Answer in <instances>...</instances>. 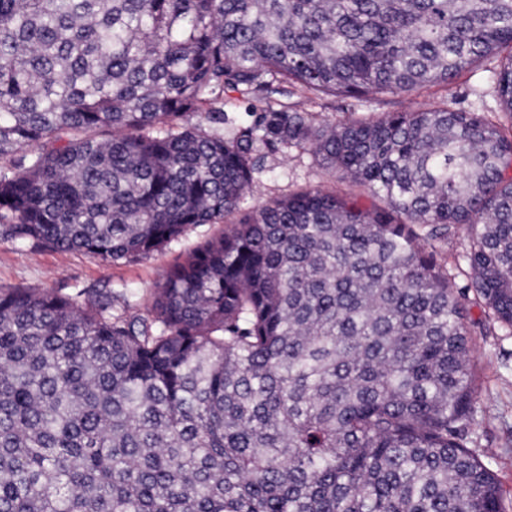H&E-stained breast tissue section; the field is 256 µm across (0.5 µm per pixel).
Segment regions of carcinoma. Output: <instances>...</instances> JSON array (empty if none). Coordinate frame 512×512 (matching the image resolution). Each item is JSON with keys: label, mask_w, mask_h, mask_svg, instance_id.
<instances>
[{"label": "carcinoma", "mask_w": 512, "mask_h": 512, "mask_svg": "<svg viewBox=\"0 0 512 512\" xmlns=\"http://www.w3.org/2000/svg\"><path fill=\"white\" fill-rule=\"evenodd\" d=\"M512 0H0V227L105 262L240 219L112 290L0 289V512H503L468 448L471 341L422 243L470 227L512 329V136L428 105L321 127L481 61L512 112ZM242 108L224 109L226 92ZM308 145L381 205L243 211L260 148Z\"/></svg>", "instance_id": "cac0c4a2"}]
</instances>
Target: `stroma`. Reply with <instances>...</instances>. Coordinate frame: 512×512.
<instances>
[{
	"mask_svg": "<svg viewBox=\"0 0 512 512\" xmlns=\"http://www.w3.org/2000/svg\"><path fill=\"white\" fill-rule=\"evenodd\" d=\"M284 102L290 109L313 113L316 122L330 125L387 112H413L435 103L463 112H481L504 127L512 126V114L503 112L492 82L480 69L465 73L450 84L409 93L379 94L357 100L294 91L285 96ZM266 166L268 172L259 187L246 197L247 206L308 188L318 187L340 195L352 190L348 180L322 165L306 146L268 155ZM221 230L218 224L199 226L148 257L114 263L80 252L36 249L0 235V288L39 287L68 295L84 288H125L129 291V314H143L163 272ZM468 244V229L461 225L452 236L432 241L427 250L448 271L456 287L465 292L466 326L473 339L471 363L476 405L484 411L470 448L496 475L505 512H512V445H505L503 440L504 432L512 428V332L485 313L481 299L469 290Z\"/></svg>",
	"mask_w": 512,
	"mask_h": 512,
	"instance_id": "obj_1",
	"label": "stroma"
}]
</instances>
